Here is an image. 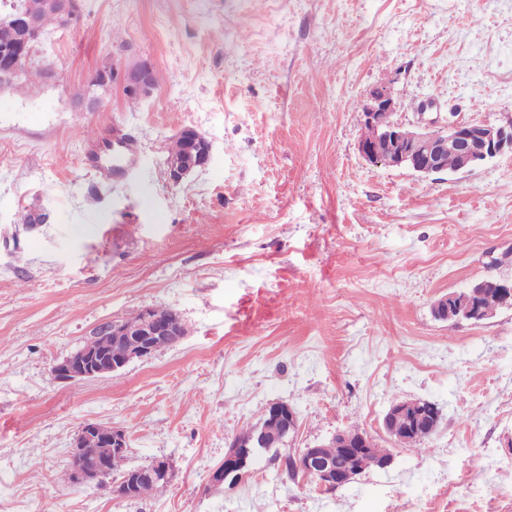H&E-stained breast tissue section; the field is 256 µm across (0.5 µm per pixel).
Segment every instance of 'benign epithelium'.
<instances>
[{
    "instance_id": "7a95c632",
    "label": "benign epithelium",
    "mask_w": 512,
    "mask_h": 512,
    "mask_svg": "<svg viewBox=\"0 0 512 512\" xmlns=\"http://www.w3.org/2000/svg\"><path fill=\"white\" fill-rule=\"evenodd\" d=\"M55 8L60 16L61 28L70 27L80 11L79 0H55ZM0 26L10 32H21L24 39L0 49V72L12 77L22 75L20 66L27 45L39 43L42 34L35 18L20 8L13 11L0 21ZM129 89L146 95L156 86V73L152 63L143 61L130 69L126 74ZM433 103L423 102L418 108V122L405 125L395 119V102L385 87H377L370 93L363 110V122L379 129L377 139L373 142L359 140L358 151L369 164L403 169L425 175L438 174L445 171L441 164V156L448 144L456 146L461 168H473L504 153L512 154V118L504 123H491L486 120H450L445 125L439 124V118H425L427 109ZM182 134L186 137L194 155V163L183 164L178 161L168 162L169 180L177 185L191 173L195 167H203L210 162V144L196 130L185 128ZM446 294L434 301V315L446 320L452 316L458 320L467 319L479 322L493 316L491 312L482 313L476 310L473 302L455 313L448 309ZM179 318L157 320L144 310L125 319L107 321L99 324L92 335L101 337L103 349L95 351L79 347L63 361L52 366L51 372L61 382L95 379L115 373L125 368L133 360H144L154 355L149 342L152 337H168L177 343ZM127 343L126 358L119 362L112 361L104 348L114 341ZM273 412L284 421L285 431L291 432L297 427L298 414L286 402L272 403ZM438 407L423 400H403L393 404L383 418L384 431H390L393 418L402 417L408 420L409 426L404 435L395 439L394 443L403 445L409 437H416L423 432L432 434L437 424L422 429V421L428 417H437ZM336 442L348 451L360 456L366 449L376 447L374 437L365 433L356 440H350L346 431L335 435ZM262 445V440L243 442L234 440L224 454V462L217 465L209 474V483L220 486L231 478L244 475L256 457L254 449ZM129 448L126 432L118 427L104 426L87 421L79 428L70 449V462L73 466V484L103 483L112 475V455L124 454ZM306 478L319 491L327 492L344 486L355 480L356 475L344 473L328 462L322 461L318 449L308 448L297 461ZM174 466L168 458H157L150 466L138 472V475L154 482L171 483Z\"/></svg>"
}]
</instances>
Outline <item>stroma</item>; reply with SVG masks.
Instances as JSON below:
<instances>
[{
  "mask_svg": "<svg viewBox=\"0 0 512 512\" xmlns=\"http://www.w3.org/2000/svg\"><path fill=\"white\" fill-rule=\"evenodd\" d=\"M37 56L58 80L0 89V512H512V308L431 311L512 280V155L422 176L358 152L380 86L405 123L427 99L443 118L512 116V0H81ZM143 60L157 84L133 99ZM185 127L211 160L176 185L167 147ZM120 137L130 164L85 163L89 139ZM169 307L177 345L52 376L100 323ZM406 399L441 413L419 448L382 431ZM278 400L297 432L239 486H209ZM87 421L126 431L128 465L170 457L168 491L65 482ZM352 428L389 468L327 493L288 476L285 456Z\"/></svg>",
  "mask_w": 512,
  "mask_h": 512,
  "instance_id": "1",
  "label": "stroma"
}]
</instances>
